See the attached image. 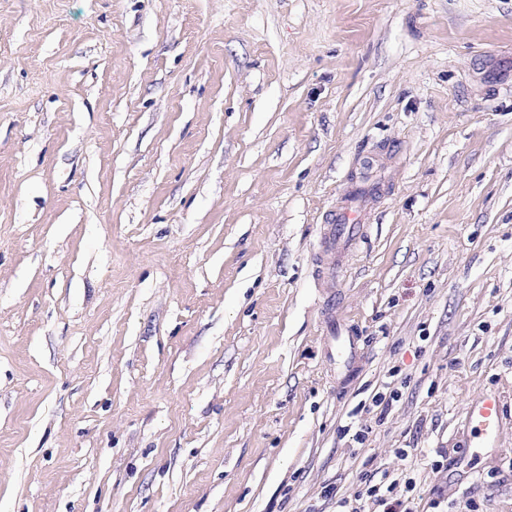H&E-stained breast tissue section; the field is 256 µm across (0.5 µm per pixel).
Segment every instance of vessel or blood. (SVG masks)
Instances as JSON below:
<instances>
[{"mask_svg":"<svg viewBox=\"0 0 512 512\" xmlns=\"http://www.w3.org/2000/svg\"><path fill=\"white\" fill-rule=\"evenodd\" d=\"M357 191H349L331 223L321 228L318 262L325 287H332L336 272L345 257L364 237L365 211L358 205ZM324 327L336 350V376L352 374L362 360L359 344L349 324L335 309L324 313ZM466 422L485 442H497L503 431V405L499 392L492 391L473 399L466 411Z\"/></svg>","mask_w":512,"mask_h":512,"instance_id":"obj_1","label":"vessel or blood"}]
</instances>
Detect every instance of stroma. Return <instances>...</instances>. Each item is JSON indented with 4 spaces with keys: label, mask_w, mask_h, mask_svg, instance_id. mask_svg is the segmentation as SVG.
I'll list each match as a JSON object with an SVG mask.
<instances>
[{
    "label": "stroma",
    "mask_w": 512,
    "mask_h": 512,
    "mask_svg": "<svg viewBox=\"0 0 512 512\" xmlns=\"http://www.w3.org/2000/svg\"><path fill=\"white\" fill-rule=\"evenodd\" d=\"M506 386L512 0H0V512H512ZM358 189L349 191L334 214L332 224H322L321 251L317 262L320 264L324 288H332L342 259L364 237L367 213L358 205ZM324 327L336 350V379L345 378L362 360L357 337L333 308L324 313ZM501 398L497 391L488 392L473 399L467 408V425L486 443L497 442L503 431Z\"/></svg>",
    "instance_id": "stroma-1"
}]
</instances>
